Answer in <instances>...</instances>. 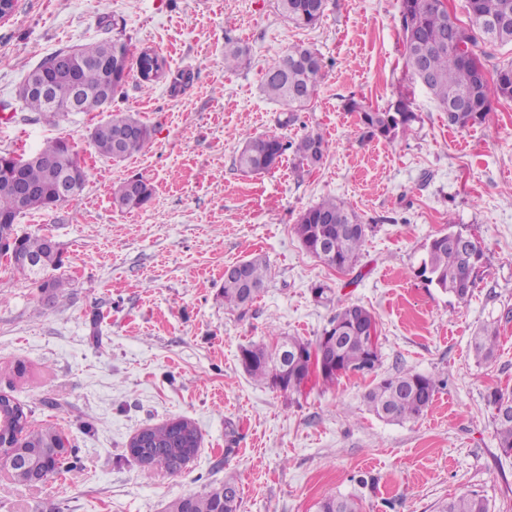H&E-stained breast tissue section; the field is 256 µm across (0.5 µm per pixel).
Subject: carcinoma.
Masks as SVG:
<instances>
[{"instance_id": "1", "label": "carcinoma", "mask_w": 512, "mask_h": 512, "mask_svg": "<svg viewBox=\"0 0 512 512\" xmlns=\"http://www.w3.org/2000/svg\"><path fill=\"white\" fill-rule=\"evenodd\" d=\"M469 23H461L440 7L439 0H401L400 19L403 35L405 67L409 75L418 70L427 72V90L439 108L458 112L448 117V124L465 128L482 121L494 97L512 99V64L497 71L494 83H489L481 57L491 46L512 43V0H467ZM326 0H277L282 17L300 29L316 26L323 18ZM117 47L125 56L128 45L120 35L74 48L83 65L74 74L67 66L42 73L49 56L33 69L28 77L47 80L53 100L70 103L84 93L80 111L89 112L108 106L121 92L131 70L122 66H107L104 57ZM140 87L149 92L154 84L171 76L166 59L154 50L141 52ZM250 49L228 36L224 43V67L237 70L248 64ZM324 64L320 55L305 44H294L288 51L267 63L263 72L262 91L271 101L287 107L279 126L286 128L298 120V113L312 102L322 77ZM173 77V76H171ZM182 75L173 77L178 83ZM348 111L360 114L365 135L370 139L395 140L418 119L412 109L408 93L400 91L396 100L386 108L372 109L357 100L348 102ZM108 120L115 126L134 123L138 133L121 144L92 130L90 144L95 151L114 161L148 151L154 140L155 129L128 112L109 113ZM329 145L318 134H306L297 141L277 135H262L245 139L236 163L246 174H261L277 167L283 157L293 153L298 166L312 168L328 155ZM34 159L21 169V178L39 190L35 198L22 201L15 191L0 181V217L17 223L19 216L35 210H52L59 205L56 177L72 172L77 181L75 195H80L88 179L89 169L78 158L74 147L64 139L43 144L33 152ZM153 189L147 181L129 178L112 188L113 204L121 210L135 211L151 200ZM368 225L339 198L327 197L308 207L300 215L295 227L304 249L328 267L346 272L355 265L364 242ZM23 256L43 258L42 273L34 279H47L51 288L62 287L61 280L50 276L61 261L48 250L44 236L24 235L19 241ZM481 244L470 238L448 232L434 237L426 249L420 266L421 275L439 290L457 300L466 302L475 287V269L482 262ZM245 271V279H224V306L246 309L260 296L269 276L265 259L255 256L238 262ZM270 335L276 343H252L241 348L240 360L244 370L253 378L284 392L298 393L312 373L331 385L338 376L347 373L369 374L379 363L378 323L374 314L364 306L342 303L329 322V328L313 342L276 331ZM497 348V330L486 326L471 339L476 359L488 360ZM447 384L414 371L399 372L380 380L364 396L373 413L389 422L414 420L432 405L436 393ZM489 404L496 412L495 438L498 447L512 455V416L502 415V409L512 407V393L493 392ZM30 410L14 397L0 394V444L10 437L11 447H0V464L6 467L14 482L33 484L40 471L50 478L60 471H74L71 466L59 464L65 448L62 433L52 424L34 426L29 420ZM154 448L145 468L175 474L169 461L172 453L183 450V464H188L198 453L201 437L195 424L178 418L151 427ZM231 481L214 486L202 493L173 500L167 512H239L240 494H227ZM317 512H361L360 505L349 498L327 496L317 504ZM438 512H490L487 501L477 495L462 494L442 504Z\"/></svg>"}]
</instances>
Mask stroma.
Masks as SVG:
<instances>
[{"label":"stroma","mask_w":512,"mask_h":512,"mask_svg":"<svg viewBox=\"0 0 512 512\" xmlns=\"http://www.w3.org/2000/svg\"><path fill=\"white\" fill-rule=\"evenodd\" d=\"M400 0H328L319 25L298 29L275 0H17L0 22V103H17L28 72L58 50L123 30L132 54L158 47L184 86L152 91L130 75L113 110L154 127L152 148L122 162L94 152L105 114L16 112L0 123V152L50 139L73 142L90 170L75 200L20 216L18 234L52 237L60 288H42L0 260V393L25 402L34 423H54L74 472L25 486L0 468V512H167L175 499L235 477L240 512H316L329 495L361 512H434L474 492L490 512H512V458L494 437L495 390H512V99L459 129L405 73ZM244 41L249 67H224V38ZM316 49L323 77L309 108L283 128L282 105L261 92L263 70L296 43ZM411 87L418 119L396 140L367 139L348 100L383 108ZM323 136L313 171L292 156L243 175L249 137ZM132 176L153 189L124 211L112 187ZM347 202L370 230L354 268L339 273L308 254L294 227L323 197ZM453 231L485 258L467 303L419 274L430 240ZM260 255L264 293L246 311L225 308L224 270ZM370 309L380 335L376 373L335 384L309 380L288 393L250 378L242 346L270 331L312 341L336 308L318 284ZM499 330L496 356L475 358L480 326ZM445 382L418 419L389 422L364 395L401 371ZM192 420L201 434L179 473L147 470L127 453L139 430Z\"/></svg>","instance_id":"stroma-1"}]
</instances>
